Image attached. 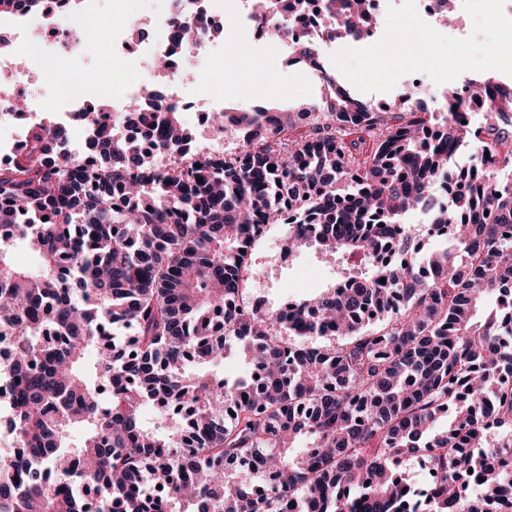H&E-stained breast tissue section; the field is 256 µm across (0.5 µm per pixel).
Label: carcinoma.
Returning <instances> with one entry per match:
<instances>
[{
    "mask_svg": "<svg viewBox=\"0 0 512 512\" xmlns=\"http://www.w3.org/2000/svg\"><path fill=\"white\" fill-rule=\"evenodd\" d=\"M307 2L275 0L256 20L281 39L284 13ZM43 6L0 0V15ZM357 16L365 0L297 46L295 62L345 40ZM167 25L182 46L223 32ZM316 76L329 99L296 106L312 115L300 136L275 126L274 107L239 110V151L222 160L181 156L191 132L175 103L152 126L172 156L163 170L114 141L98 112L75 113L95 168L60 151L65 125L28 129L25 151L0 168V340L12 346L0 382L16 437L0 456V512H162L158 486L179 512H512L496 440L512 435L501 380L512 313L495 305L512 292V126L499 119L512 87L484 81L497 95L483 126L447 118L433 129L411 91L375 112L332 70ZM466 150L473 165L489 153L501 168L469 181L456 164ZM442 181L454 189L446 205ZM285 205L286 251L311 244L325 262L356 256L363 267L343 287L248 316L234 302L250 229L282 222ZM417 210L448 228L444 249L420 255L407 225ZM17 238L37 269L12 262ZM389 250L397 262L384 263ZM220 308L228 336L214 323ZM107 327L132 330L135 356H120ZM336 336L348 341L314 344ZM292 337L307 342L289 362ZM231 353L260 370L259 385L224 377ZM155 402L171 425L143 421ZM410 459L439 482L415 489Z\"/></svg>",
    "mask_w": 512,
    "mask_h": 512,
    "instance_id": "1",
    "label": "carcinoma"
}]
</instances>
